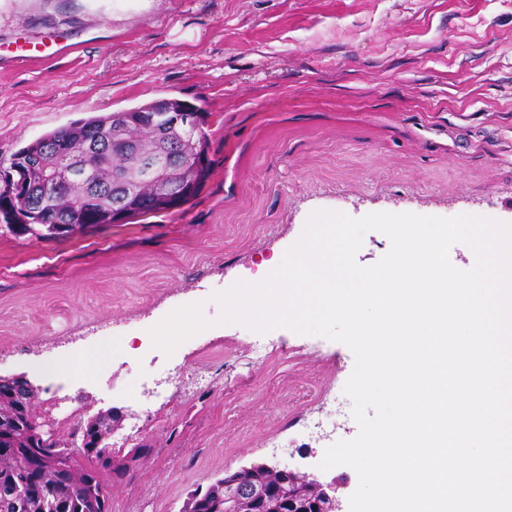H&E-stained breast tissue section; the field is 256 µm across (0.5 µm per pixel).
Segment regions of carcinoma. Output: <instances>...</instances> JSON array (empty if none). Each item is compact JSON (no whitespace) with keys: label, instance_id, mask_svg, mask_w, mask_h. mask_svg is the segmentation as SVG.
<instances>
[{"label":"carcinoma","instance_id":"cac0c4a2","mask_svg":"<svg viewBox=\"0 0 512 512\" xmlns=\"http://www.w3.org/2000/svg\"><path fill=\"white\" fill-rule=\"evenodd\" d=\"M154 112H192L199 122L194 143L202 156L203 165L195 176V191L184 190L182 177L172 178L170 195L175 202L159 201L151 196L147 184L137 185L141 196L138 206L126 207L122 223L148 214L169 212L194 198L207 178L210 166L209 139L205 131L208 112L202 107L179 98H164L128 110L81 118L70 125L51 131L16 151L8 168L0 169V223L17 237L63 239L101 224H112V202L126 196L129 182L128 160L112 154V130L129 124L135 132V142L143 152H158L157 141L150 126ZM99 146L88 152L87 143ZM1 426L10 429L17 452L7 462H0V512H17L15 495L22 493L19 481L29 468L31 448L41 441L24 433L19 423L21 414L15 402L0 394ZM101 435L85 422H78L68 440L58 438L50 445L61 448L74 465V476L65 479L53 469L46 471L37 489L25 494L23 512H110V504H101V491L108 488L105 478L121 480L128 466L113 462L104 467L102 453L113 455L116 448L108 442L97 444ZM238 479L258 486L264 498L253 504L241 503L238 512H292L288 509L289 477L261 466L247 470H226L203 492L201 498L192 495L182 512H224V481Z\"/></svg>","mask_w":512,"mask_h":512}]
</instances>
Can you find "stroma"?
<instances>
[{
  "instance_id": "35a3bbf8",
  "label": "stroma",
  "mask_w": 512,
  "mask_h": 512,
  "mask_svg": "<svg viewBox=\"0 0 512 512\" xmlns=\"http://www.w3.org/2000/svg\"><path fill=\"white\" fill-rule=\"evenodd\" d=\"M47 38L68 50L13 59ZM171 97L210 114L191 202L62 240L0 230V373L28 376L63 440L127 410L117 437L150 453L110 482L112 512H180L269 461L348 501L355 470L320 467L358 433L346 345L226 324L168 356L148 325L199 301L217 317L212 294L268 275L317 210L512 223V0H0V167L74 120ZM110 338L130 351L83 382L40 370Z\"/></svg>"
}]
</instances>
